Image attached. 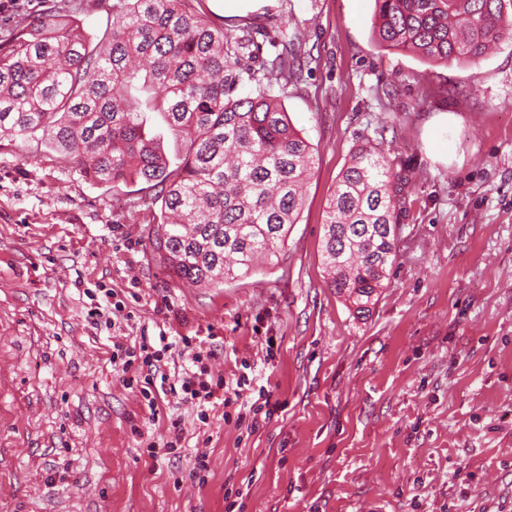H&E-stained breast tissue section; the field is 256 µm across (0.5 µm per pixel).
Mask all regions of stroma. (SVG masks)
Wrapping results in <instances>:
<instances>
[{"mask_svg":"<svg viewBox=\"0 0 512 512\" xmlns=\"http://www.w3.org/2000/svg\"><path fill=\"white\" fill-rule=\"evenodd\" d=\"M216 27L257 29L261 62L306 34L280 94L314 147L285 248L247 277L192 288L154 253V189H108L60 154L0 141V512H512V41L436 64L379 47L373 0H193ZM90 34L99 0H17ZM383 143L408 182L399 250L359 314L328 288L327 199L353 150ZM114 292L123 312H89ZM166 336L212 350L280 407L247 432L216 405L181 417L180 458H150L166 424L126 389L112 345ZM208 454L203 484L187 474Z\"/></svg>","mask_w":512,"mask_h":512,"instance_id":"1","label":"stroma"}]
</instances>
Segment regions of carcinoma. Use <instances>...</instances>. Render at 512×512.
<instances>
[{"mask_svg":"<svg viewBox=\"0 0 512 512\" xmlns=\"http://www.w3.org/2000/svg\"><path fill=\"white\" fill-rule=\"evenodd\" d=\"M374 5L378 44L429 61L474 62L512 39V0ZM305 41L294 32L276 60L255 69V31L214 27L190 0H112L94 48L77 21L39 14L0 43V136L34 140L96 184L158 189L153 252L183 283L244 277L284 247L312 174L313 147L274 95L300 78ZM246 82L254 88L243 97ZM156 114L180 153L166 150ZM404 181L368 143L328 199L327 285L360 313L395 261Z\"/></svg>","mask_w":512,"mask_h":512,"instance_id":"cac0c4a2","label":"carcinoma"}]
</instances>
